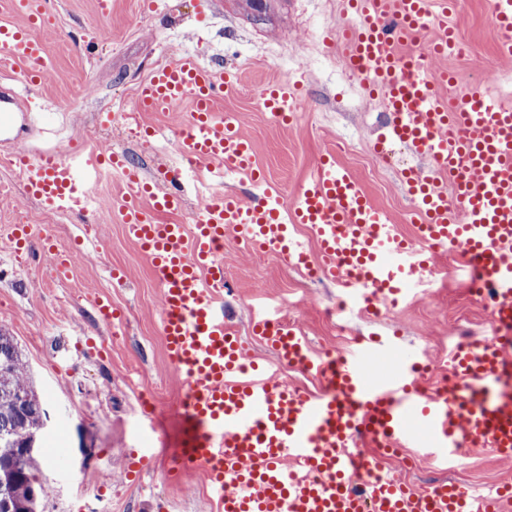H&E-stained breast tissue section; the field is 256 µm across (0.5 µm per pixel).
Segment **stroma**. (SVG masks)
I'll return each mask as SVG.
<instances>
[{
    "mask_svg": "<svg viewBox=\"0 0 512 512\" xmlns=\"http://www.w3.org/2000/svg\"><path fill=\"white\" fill-rule=\"evenodd\" d=\"M52 29L43 38L52 68L44 82L28 90L29 149L64 150L81 143L87 159H95L98 135L107 136L114 151L141 166L152 181L174 160L170 149L187 121L190 101L164 112L136 108L140 81L154 68L183 53L205 63L235 62V86L214 102L216 113L235 112L252 141L265 184L212 172L188 179L184 204L176 212H160L161 224L194 225L201 197L223 190L244 201L260 199L265 185L278 187L293 200L309 179L317 156L336 153L337 162L361 183L372 204L385 212L399 235L416 239L422 221L408 201L401 172L416 164L410 146L394 143L378 149L376 136L384 122L383 97L356 83L345 62L344 30L357 19L348 0H112L108 16H100L97 0H53ZM458 50L429 60L432 71L448 70L452 95L474 86V73L487 69L498 80L484 90L497 105L512 107V58L499 53L500 31L491 0H457L451 17ZM106 27L111 37L98 41L93 30ZM298 82L300 97L293 126L277 123L266 112L259 88L268 82ZM114 114L111 124L101 113ZM150 125L151 137L131 136V129ZM125 188L117 174L98 166L89 188L87 213L62 214L50 234L55 243L79 242L83 252L69 277L49 283L40 267L17 261L7 238L0 236V261L15 265L16 274L0 280V326L15 336L23 350L48 414L52 440L35 472L47 495L43 512H82L85 505L107 501L112 512H218L203 474L172 481L169 453L183 427L178 403L187 384L170 364L161 335V293L150 259L128 238L118 212ZM467 258L455 250L439 252L434 263L446 287H420L417 295L379 317L346 314L343 324L325 318L324 309L340 290L335 283L303 276L274 252L242 251L233 236L224 238V317L247 341L252 361L271 365L276 355L253 331L258 303L280 306L293 296L302 303L292 312L293 324L313 352L335 353L344 337H374L394 363L424 353L433 363L426 386L437 390L453 370L450 343L491 338L487 312L461 288ZM123 278L111 279V270ZM106 298L119 322L105 324L94 302ZM153 396L154 417L142 403ZM149 450L141 483L126 477L129 450ZM454 479L474 493L512 481V459L487 450L469 453L453 464Z\"/></svg>",
    "mask_w": 512,
    "mask_h": 512,
    "instance_id": "35a3bbf8",
    "label": "stroma"
}]
</instances>
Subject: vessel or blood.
Instances as JSON below:
<instances>
[{"label": "vessel or blood", "instance_id": "1", "mask_svg": "<svg viewBox=\"0 0 512 512\" xmlns=\"http://www.w3.org/2000/svg\"><path fill=\"white\" fill-rule=\"evenodd\" d=\"M351 4L360 22L348 36L347 68L386 89L383 138L407 143L428 159V169L404 174L413 208L424 217L421 230L435 247L463 248L490 283L489 315L497 334L453 350L458 379L441 394L418 387L416 364L384 371L377 343L327 361L281 319H261L256 329L280 362H298L320 375L325 394L305 396L266 367L247 372L245 346L225 323L216 294L224 285L225 231L234 232L247 250L272 247L287 264L304 267L311 256L289 227L306 225L319 244L324 277L345 287L364 282L374 298L394 304L424 284L433 250L404 245L359 181L329 154L317 157L291 206L274 189L257 203L214 192L204 198L197 224L187 226L155 219L156 212L179 211L180 195L160 190L124 156L101 150L100 159L120 169L131 189L122 199V222L151 259L162 292L165 349L188 386L178 405L186 430L173 451L171 474L203 473L221 512H502L503 487L475 496L453 482L412 491L379 478L363 497L345 485L350 474L376 468L355 449L362 431L444 461L463 448L512 457V109L494 106L477 91L449 99L447 75L427 73L424 56L442 57L457 46L448 24L452 0ZM0 11L23 19L0 24V59L20 64L22 82L40 85L50 68L39 36L51 24L45 0H0ZM492 14L503 34L501 54L511 57L512 0H492ZM431 21L438 35L427 53H396V45L417 42ZM234 81L232 68L184 54L139 84L136 106L161 112L191 100L193 112L174 138L179 155L188 165L215 162L261 183L265 175L238 114L214 115L216 89ZM259 99L282 126L291 125L298 105L291 86L261 88ZM26 112L17 87L1 80V140L18 141ZM13 158L28 194L46 213L86 210L92 171L79 169L80 150H22ZM452 185L454 208L448 204ZM145 197L150 206L142 205ZM10 241L15 252L55 259L59 278H68L75 255L59 250L51 237H35L29 225L17 224Z\"/></svg>", "mask_w": 512, "mask_h": 512}]
</instances>
